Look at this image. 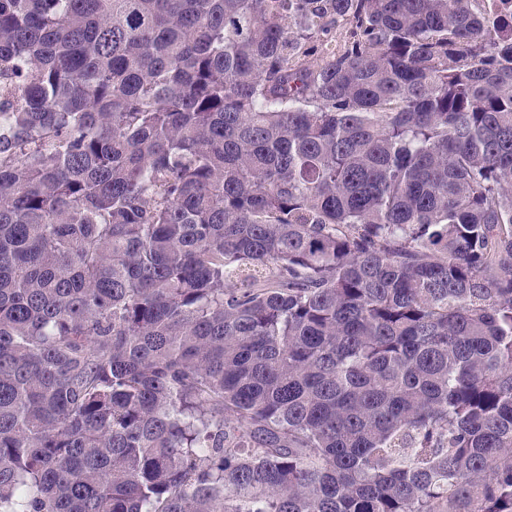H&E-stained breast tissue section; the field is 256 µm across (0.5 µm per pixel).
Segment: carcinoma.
Segmentation results:
<instances>
[{
    "label": "carcinoma",
    "mask_w": 512,
    "mask_h": 512,
    "mask_svg": "<svg viewBox=\"0 0 512 512\" xmlns=\"http://www.w3.org/2000/svg\"><path fill=\"white\" fill-rule=\"evenodd\" d=\"M510 3L0 0V512H512Z\"/></svg>",
    "instance_id": "1"
}]
</instances>
